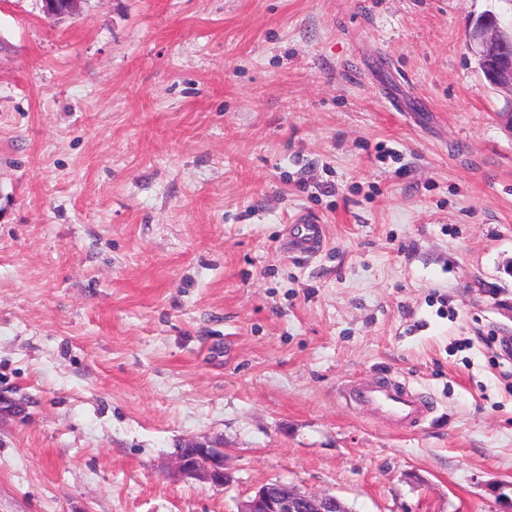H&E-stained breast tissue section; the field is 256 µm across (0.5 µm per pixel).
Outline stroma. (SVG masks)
Segmentation results:
<instances>
[{
	"mask_svg": "<svg viewBox=\"0 0 512 512\" xmlns=\"http://www.w3.org/2000/svg\"><path fill=\"white\" fill-rule=\"evenodd\" d=\"M512 0H0V512H512ZM322 249L289 257L301 213ZM387 374L410 429L346 403ZM219 443L233 481L178 471ZM469 45L491 85L512 95V21L485 14L469 32ZM349 398L374 414L409 428L425 422L434 412L431 397L415 393L405 382L388 376H376L357 382ZM278 483L283 491H288V483ZM341 499L327 491L320 494H310L301 490L282 493L280 490L263 485L255 494L240 503L238 512H339Z\"/></svg>",
	"mask_w": 512,
	"mask_h": 512,
	"instance_id": "35a3bbf8",
	"label": "stroma"
}]
</instances>
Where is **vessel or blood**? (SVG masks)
Here are the masks:
<instances>
[{"mask_svg": "<svg viewBox=\"0 0 512 512\" xmlns=\"http://www.w3.org/2000/svg\"><path fill=\"white\" fill-rule=\"evenodd\" d=\"M323 245V226L314 216L301 214L289 225L284 242L288 252L306 257L316 254ZM349 397L356 405L409 428L420 426L435 409L432 398L417 394L406 383L387 376L357 382L350 389Z\"/></svg>", "mask_w": 512, "mask_h": 512, "instance_id": "vessel-or-blood-1", "label": "vessel or blood"}]
</instances>
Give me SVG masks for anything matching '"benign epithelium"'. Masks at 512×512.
Here are the masks:
<instances>
[{
  "instance_id": "1",
  "label": "benign epithelium",
  "mask_w": 512,
  "mask_h": 512,
  "mask_svg": "<svg viewBox=\"0 0 512 512\" xmlns=\"http://www.w3.org/2000/svg\"><path fill=\"white\" fill-rule=\"evenodd\" d=\"M469 45L491 85L512 93V21L506 23L493 14L485 15L469 32ZM188 445L197 450L198 460L193 463L178 454V468L184 474L215 487L233 481L224 455L216 452L212 443L190 440ZM339 505L341 499L329 491L310 494L296 489L287 494L266 484L241 502L238 512H338Z\"/></svg>"
}]
</instances>
